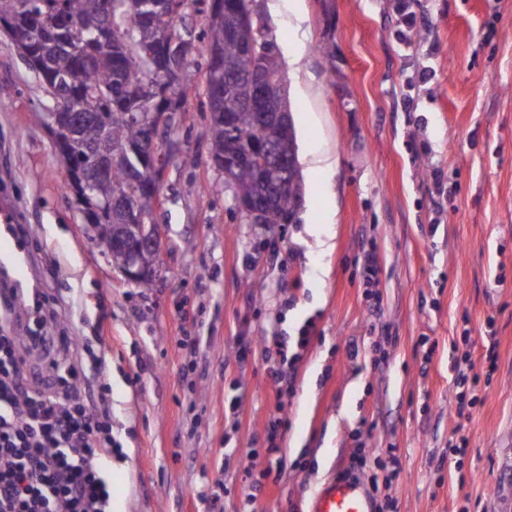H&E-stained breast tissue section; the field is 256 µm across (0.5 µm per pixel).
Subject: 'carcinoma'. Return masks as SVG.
<instances>
[{"label":"carcinoma","instance_id":"1","mask_svg":"<svg viewBox=\"0 0 512 512\" xmlns=\"http://www.w3.org/2000/svg\"><path fill=\"white\" fill-rule=\"evenodd\" d=\"M162 0H0V32L16 43L18 55L40 80L50 101L45 112L32 119L47 125L52 112H66L76 122L55 129L53 145L68 177L66 187L73 196L81 193L80 171L83 154L78 138L96 142L106 138L112 146H138L148 140L149 129L129 123L125 112L187 111L196 86L191 74L206 77L201 111L209 113L206 134L211 154L219 168L232 165L243 151L273 143L298 164L297 140L293 124L286 127H257L255 108L247 103L246 77L261 71L275 80L285 79L283 64L265 16L252 8L254 0H192L204 16L193 34L188 53L173 64L164 52L167 41L188 39L195 25L188 9L173 15L161 6ZM241 12L255 14L250 35L256 53L244 50L224 29V18ZM33 29L42 39L36 44L21 40ZM232 129H227V126ZM138 162L132 154L112 151V178L98 183L95 196L77 201L79 209L94 216L97 240L105 248L114 226L127 223L125 213L104 210L98 203L120 193L144 215L153 219L152 193L132 182ZM294 184L275 193L271 206L260 216L263 224H287L294 219L303 196L302 176L294 168ZM233 185L248 197L269 191L263 178V161L233 171Z\"/></svg>","mask_w":512,"mask_h":512}]
</instances>
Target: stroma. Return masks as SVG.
I'll use <instances>...</instances> for the list:
<instances>
[{
  "label": "stroma",
  "instance_id": "stroma-1",
  "mask_svg": "<svg viewBox=\"0 0 512 512\" xmlns=\"http://www.w3.org/2000/svg\"><path fill=\"white\" fill-rule=\"evenodd\" d=\"M286 65L305 185L295 223L253 224L209 160L198 98L176 131L156 213L159 279L127 283L80 230L44 127L47 99L0 34V205L26 232L58 334L102 360L112 452L109 512H307L359 448L396 449L397 512H496L512 485V0H414L426 27L399 39L391 0H257ZM432 79L410 86L416 71ZM441 169L448 191L433 192ZM332 247L316 245V231ZM378 262L380 301L363 257ZM314 338L303 350L304 328ZM279 333L293 393L275 400L264 354ZM196 336L195 353L179 346ZM436 351L424 361L419 341ZM497 369L457 415L453 344ZM287 422L275 457L265 428ZM468 440L462 462L448 439ZM279 461V481L262 479Z\"/></svg>",
  "mask_w": 512,
  "mask_h": 512
}]
</instances>
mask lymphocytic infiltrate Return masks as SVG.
I'll list each match as a JSON object with an SVG mask.
<instances>
[{"label":"lymphocytic infiltrate","instance_id":"lymphocytic-infiltrate-1","mask_svg":"<svg viewBox=\"0 0 512 512\" xmlns=\"http://www.w3.org/2000/svg\"><path fill=\"white\" fill-rule=\"evenodd\" d=\"M14 295L0 289V512H106L108 409L85 403L70 337L14 334Z\"/></svg>","mask_w":512,"mask_h":512}]
</instances>
